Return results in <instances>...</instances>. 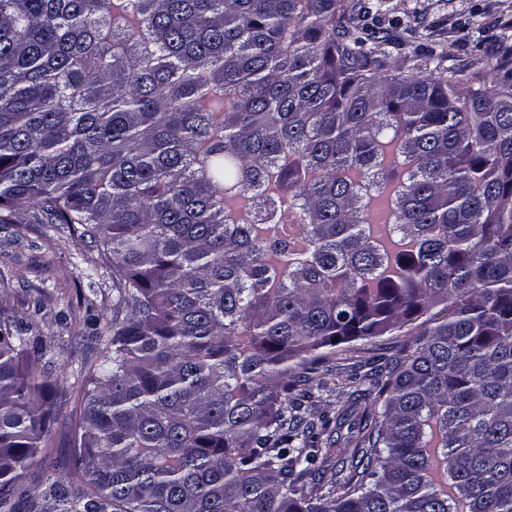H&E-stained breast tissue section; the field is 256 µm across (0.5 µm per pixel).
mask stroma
<instances>
[{
  "mask_svg": "<svg viewBox=\"0 0 512 512\" xmlns=\"http://www.w3.org/2000/svg\"><path fill=\"white\" fill-rule=\"evenodd\" d=\"M360 24L397 22L398 36L406 45L390 48L384 69L405 70L409 47L444 50L455 62L465 63L491 54L496 39L512 35V0H350ZM97 250L86 249L67 229L31 215L0 223V276L9 285L0 288V303L11 305L28 323L32 334L43 336L51 346L45 366L48 383H60L64 394L54 401L65 412L54 429L43 462L31 471L28 483L47 474L59 475L72 466L68 412L79 406L83 390L80 368L97 355L92 342L74 343L62 318L68 308L96 319L99 333H107L117 312L108 268H95Z\"/></svg>",
  "mask_w": 512,
  "mask_h": 512,
  "instance_id": "1",
  "label": "stroma"
}]
</instances>
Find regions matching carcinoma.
I'll use <instances>...</instances> for the list:
<instances>
[{"instance_id": "carcinoma-1", "label": "carcinoma", "mask_w": 512, "mask_h": 512, "mask_svg": "<svg viewBox=\"0 0 512 512\" xmlns=\"http://www.w3.org/2000/svg\"><path fill=\"white\" fill-rule=\"evenodd\" d=\"M347 2L0 0V222L97 248L118 305L39 492L48 349L0 305V512H512V43L384 74ZM385 345L318 475L350 414L305 402ZM363 409L364 403L362 402V405L358 404L354 408L355 415L351 418V420L353 421L357 419V416L363 412ZM347 423L340 429V431H338L337 434L336 432L333 433V437L331 438V442H335L333 445L321 444V453L319 454V463L321 465L320 472L324 471L328 476L336 471L341 470L342 460L347 456L349 457L350 453L354 449L355 440L349 439L352 434H350L348 431Z\"/></svg>"}]
</instances>
